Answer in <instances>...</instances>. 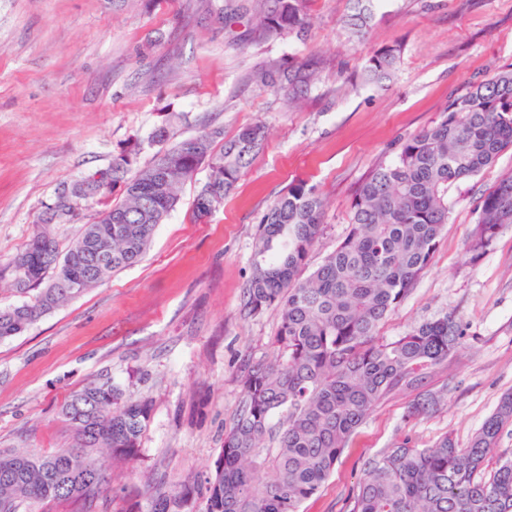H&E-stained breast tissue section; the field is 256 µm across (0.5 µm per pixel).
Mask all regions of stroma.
Returning a JSON list of instances; mask_svg holds the SVG:
<instances>
[{
  "mask_svg": "<svg viewBox=\"0 0 512 512\" xmlns=\"http://www.w3.org/2000/svg\"><path fill=\"white\" fill-rule=\"evenodd\" d=\"M223 0H0V269L37 229L61 183L107 167L146 141L165 113L175 140L220 126L225 136L260 121L268 142L223 207L194 221L200 168L159 224L145 258L0 341V450L50 454L70 447L60 415L77 391L111 380L151 404L136 457L108 469L94 498L35 502L20 512H150L162 491L194 482L183 512H204L224 431L242 399L245 364L273 355L276 311L243 309L259 221L295 180L326 201L316 268L347 235L356 185L399 139L433 125L470 87L512 68V0H383L363 42L339 24L349 0H310L304 39L262 41L249 23L225 27L208 5ZM398 45L389 87L364 83L373 50ZM319 56L304 103L248 81L258 63ZM512 173V149L452 190L455 205L430 266L379 327L384 340L445 314L466 336L420 388L383 399L352 434L336 466L300 512H346L363 465L402 440L424 448L444 434L467 444L512 392V224L479 257L466 251L483 197ZM435 412L407 419L419 391Z\"/></svg>",
  "mask_w": 512,
  "mask_h": 512,
  "instance_id": "obj_1",
  "label": "stroma"
}]
</instances>
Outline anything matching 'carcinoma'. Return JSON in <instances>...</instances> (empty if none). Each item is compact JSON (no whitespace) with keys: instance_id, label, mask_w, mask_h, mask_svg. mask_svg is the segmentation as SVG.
<instances>
[{"instance_id":"1","label":"carcinoma","mask_w":512,"mask_h":512,"mask_svg":"<svg viewBox=\"0 0 512 512\" xmlns=\"http://www.w3.org/2000/svg\"><path fill=\"white\" fill-rule=\"evenodd\" d=\"M343 19L348 38L362 41L380 0H352ZM309 0H247L227 18L249 15L264 41L304 35ZM397 46L366 58L362 79L389 81L400 61ZM321 60L311 55L292 64L269 59L249 81L298 104L317 83ZM200 146L171 142L170 122L158 126L149 145L158 147L139 166L136 153L113 156L112 180L93 201L97 221L83 225L66 252L39 219L36 232L14 257L16 293L30 300L0 308V340L18 336L42 315L78 297L116 271L140 262L156 227L176 206L179 189L205 165L210 175L194 199L197 221L224 203L241 172L262 151L267 129L253 123L230 139L224 129L200 134ZM512 148V68L474 84L449 101L443 116L403 138L375 165L353 196L350 230L324 262L301 276L321 231L324 201L315 188L294 181L268 207L256 232L253 273L244 295L250 315L275 310V356L248 363L241 375L243 398L214 474L206 481L204 512H299L333 472L356 428L391 392L417 387L430 369L448 359L463 339L452 316L424 322L384 341L382 321L408 295L439 246L453 205L452 186L491 166ZM94 176L62 183L73 189L79 219L83 185ZM120 189L121 200L112 203ZM504 224H512V175L500 179L480 206L468 250H486ZM109 380L71 396L61 410L75 444L49 455L0 452V512L24 501H71L95 495L106 482V465L94 456L104 448L113 460L135 457L150 418L147 402L128 399ZM440 396L425 394L407 411L413 419L431 412ZM512 425V393L504 394L481 429L461 446L451 435L430 448L404 440L364 465L349 512H512V457L501 456L483 477L505 426ZM194 485L162 492L151 512H182Z\"/></svg>"}]
</instances>
